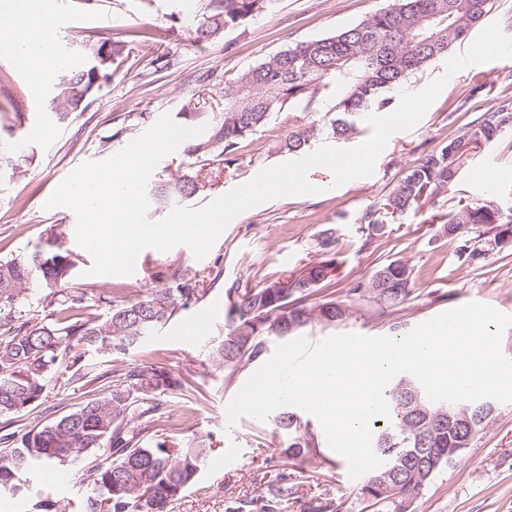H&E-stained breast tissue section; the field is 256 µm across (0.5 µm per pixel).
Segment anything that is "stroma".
I'll return each mask as SVG.
<instances>
[{
  "mask_svg": "<svg viewBox=\"0 0 512 512\" xmlns=\"http://www.w3.org/2000/svg\"><path fill=\"white\" fill-rule=\"evenodd\" d=\"M388 4L389 0H275L269 13L199 44L194 30L202 20L205 0H99L90 11L65 0L62 14L54 19L55 30L75 61H82L83 46L92 40L116 38L146 26L154 39L143 46L136 65L113 73L86 111L62 122L44 108L50 84L38 82L33 70L16 66L8 48L0 45V151L20 142L28 155L15 173L0 175V259L32 250L52 225L76 224L72 210H48L44 204L79 165L109 159L161 115H178L191 100H199L200 111L221 110L225 80L300 42L358 24ZM159 42L173 53L170 67L154 61ZM478 84L482 92L472 94ZM504 96L512 97V60L457 73L415 127L390 137L371 176L351 179L317 195L275 198L244 211L227 225L203 259H196L185 246L165 252L147 249L138 256L131 275L90 276L86 270L93 260L84 255L73 284L95 295L112 291L136 298L157 287L154 275L166 269L204 277L201 299L127 354L103 357L100 366L109 373L152 363L195 375L203 400L173 399V413L160 429L190 442H212L213 451L197 485L171 502L170 512H227L237 499L253 495L283 472L275 416L263 420L245 416L233 424L227 418L226 407L252 375V368L227 377L212 366L210 353L224 334L227 289L234 285L258 288L285 275H299L310 262L321 260L318 238L324 230L336 232L331 256L337 262L335 283L325 289L326 298H342L350 279L368 276L377 266L400 259L420 273L416 290L401 312L409 326L471 301L512 316V248L489 253L476 269L458 261L453 241L436 236L438 225L447 222L458 201L491 197L512 202L511 136L462 159L455 181L419 211L390 225L385 236L368 240L358 231L366 211L383 201L425 150L462 133ZM334 103V95L328 93L310 111L297 105L274 114L243 142L233 176L206 174L205 188L186 199L185 207H204L263 169L290 161L289 153L276 149L281 137L288 129L324 121ZM204 308L212 316L197 322L196 315ZM334 331L374 337L391 333L388 316L365 304L353 309ZM334 331L315 326L303 336L315 344ZM85 397L84 387L59 379L43 403L20 417L12 429L20 432L32 422L59 417ZM324 454L329 465L302 474L297 499L282 504L277 512H307L309 504L318 502L337 505L341 512H373L359 497L346 460L329 448ZM414 512H512V402L497 403L492 421L461 458L422 491Z\"/></svg>",
  "mask_w": 512,
  "mask_h": 512,
  "instance_id": "35a3bbf8",
  "label": "stroma"
}]
</instances>
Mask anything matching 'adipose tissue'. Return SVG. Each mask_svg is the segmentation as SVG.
Wrapping results in <instances>:
<instances>
[{"mask_svg":"<svg viewBox=\"0 0 512 512\" xmlns=\"http://www.w3.org/2000/svg\"><path fill=\"white\" fill-rule=\"evenodd\" d=\"M23 16L29 25L23 35H14L12 20ZM53 26L51 15L38 3L30 0L27 8H20L17 0H0V43L5 44L15 64L35 70L41 81H50L59 65L58 58L49 49L46 36Z\"/></svg>","mask_w":512,"mask_h":512,"instance_id":"adipose-tissue-1","label":"adipose tissue"}]
</instances>
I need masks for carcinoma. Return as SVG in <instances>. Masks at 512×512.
Wrapping results in <instances>:
<instances>
[{"label": "carcinoma", "instance_id": "1", "mask_svg": "<svg viewBox=\"0 0 512 512\" xmlns=\"http://www.w3.org/2000/svg\"><path fill=\"white\" fill-rule=\"evenodd\" d=\"M273 0H207L197 27L200 41L244 26L267 12ZM494 0H392L388 7L334 35L301 42L277 52L259 65L224 81V111L195 112L186 106L182 118L207 126L204 137L186 147L192 158H211L231 170V156L271 117L302 102H312L336 86L332 134L342 138L357 130L370 112L393 109L391 90L431 60L445 55L486 18ZM93 64L60 61L52 82L50 111L65 120L84 112L114 65L129 59L131 42L91 41L85 46ZM512 133V98L504 97L481 113L460 135H452L426 151L408 169L384 202L363 216L367 237L386 234V226L418 207L422 199L455 180L462 146L476 152ZM320 129L312 125L288 131L280 148L299 152ZM205 187L198 176H180L148 185V198L159 207H174ZM440 233L456 242L459 261L476 266L486 255L512 244V209L494 200L458 205L448 213ZM80 263L70 247V228L55 224L32 252L0 259V327L13 323L19 309L32 304L29 285H39L37 304L51 312L34 315L13 332L0 336V418L6 425L42 403L51 382L62 371L70 383L90 384L103 378L92 357L124 355L153 335L180 309L202 297L200 280L184 273L161 271L164 282L134 301L99 296L111 307L100 321L87 294L67 287ZM334 260L311 262L304 272L261 288L228 289L224 336L212 348L215 367L234 375L263 358L278 329L289 323L294 337L307 327L343 323L350 312L369 302L379 312H397L415 291V272L394 260L368 277L351 280L341 300L308 303L317 288L332 285ZM201 390L191 374L171 372L155 364L138 365L116 374L112 383L93 391L67 413L39 421L24 433L0 435V496L27 498L35 475L46 467L80 473L89 494L81 512H168L169 504L196 484L212 448L203 442L183 444L154 430L170 414L168 395L196 397ZM390 419L372 423V449L382 465L366 474L358 494L379 512H409L423 489L455 463L495 412L488 398L432 402L408 373L395 376L385 390ZM287 461L319 467L328 463L321 438L300 409L284 406L276 423ZM288 474L266 483L252 499H242L228 512H273L296 496ZM31 512H68L50 494L37 498Z\"/></svg>", "mask_w": 512, "mask_h": 512}]
</instances>
